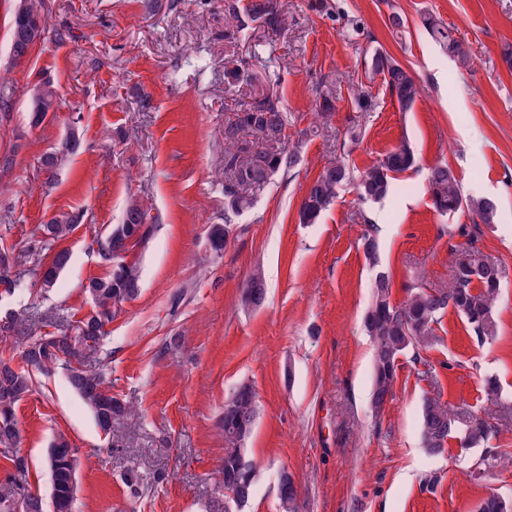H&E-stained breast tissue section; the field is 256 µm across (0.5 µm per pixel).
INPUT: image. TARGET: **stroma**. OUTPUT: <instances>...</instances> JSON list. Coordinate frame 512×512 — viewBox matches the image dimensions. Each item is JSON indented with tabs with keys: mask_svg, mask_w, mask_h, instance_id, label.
Instances as JSON below:
<instances>
[{
	"mask_svg": "<svg viewBox=\"0 0 512 512\" xmlns=\"http://www.w3.org/2000/svg\"><path fill=\"white\" fill-rule=\"evenodd\" d=\"M281 3L286 30L237 42L225 36L233 22L222 0H45L62 37L17 63L18 0H0V76L14 86L10 110L0 112V160H15L0 168V247L25 250L50 218L83 216L62 243L71 258L55 288L35 286L32 259L14 265L22 284L0 289V358L20 365L30 337L72 332L91 312L84 287L109 270L96 241L121 223L130 199L156 219L148 242L126 254L140 270L139 295L113 308L85 358L131 414L102 434L65 370L36 375L16 409L19 443L0 445V483L23 459L27 491L50 501L46 457L61 433L79 450L75 512H224L220 420L246 383L259 414L248 441L257 477L242 512H281L284 472L302 512H477L489 493L512 497V70L501 56L512 45V0H328L323 14L311 0ZM394 12L408 19L399 37L388 26ZM427 14L468 49V66L432 40L420 23ZM376 47L416 72L421 94L411 111L365 70L364 53ZM242 58L248 74L229 86L224 67ZM46 79L57 109L35 126L30 113ZM269 89L289 134L309 135L295 168L256 191L217 253L209 231L224 221V129L239 100ZM322 89L336 105L326 122L315 112ZM360 91L370 101L363 112ZM72 139L76 151L63 152ZM403 141L417 166L394 177L385 199L359 203L349 184L318 223H300L301 199L324 166L341 157L357 176ZM54 151L61 161L51 177L40 160ZM439 162L455 171L464 197L497 201L494 223L466 210L437 214L427 174ZM368 232L378 242L375 266L364 255ZM470 241L499 268L495 333L477 337L445 311L433 344L400 356L394 399L372 416L363 317L377 271L390 273L396 302L413 287L441 289ZM257 269L267 296L247 310L242 288ZM488 376L501 385L498 398L484 391ZM427 397L461 420H487L488 440L429 453L420 434Z\"/></svg>",
	"mask_w": 512,
	"mask_h": 512,
	"instance_id": "1",
	"label": "stroma"
}]
</instances>
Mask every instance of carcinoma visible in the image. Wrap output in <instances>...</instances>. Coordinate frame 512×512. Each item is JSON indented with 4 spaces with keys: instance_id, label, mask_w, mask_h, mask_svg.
<instances>
[{
    "instance_id": "cac0c4a2",
    "label": "carcinoma",
    "mask_w": 512,
    "mask_h": 512,
    "mask_svg": "<svg viewBox=\"0 0 512 512\" xmlns=\"http://www.w3.org/2000/svg\"><path fill=\"white\" fill-rule=\"evenodd\" d=\"M23 12L14 15L11 26V53L14 59L21 58L18 37L22 36L29 21L39 27L41 39L49 33L46 18L42 13L43 0H21ZM224 11L235 22L228 35L247 37L253 28L262 27L272 32H281L287 26V16L279 0H248L239 8L236 0H224ZM423 26L439 45L467 64L469 55L463 44L454 38L442 24L432 17H425ZM364 66L374 74L383 75L386 86L399 109L410 111L421 88L416 73L402 66L386 51L376 48L364 58ZM56 91L50 84L44 85L40 96L35 98L32 122L44 120L54 107ZM288 113L284 112L280 98L275 93L254 95L240 103L236 122L224 130V223L215 224L210 231L212 248L219 252L227 242L233 217L253 205L252 192L267 183L280 170L292 169L298 160V147L288 142ZM248 131L260 138L255 145L242 140L240 133ZM416 157L410 146L403 142L388 151L360 177L356 189L362 201H380L391 188V179L413 168ZM348 166L338 160L325 166L311 183L299 207L302 224L315 223L334 202L337 191L349 181ZM429 190L435 209L441 214H454L470 208L485 224H491L497 214V202L491 198L467 201L461 194L459 180L446 164L429 168ZM78 227L77 218L69 215L53 217L41 225L40 250L52 251L54 244L67 238ZM152 233L149 212L140 200L130 201L125 209L122 223L115 224L97 241L101 257L111 263L109 272L89 281L85 288L94 309L78 322L72 334H46L40 336L23 350L24 367L0 360V445L13 446L20 432L16 419L19 402L33 391L31 373L47 372L55 367L66 371L71 389L90 409L99 429L107 433L112 421L129 413V409L112 396L106 376L86 368L82 363L72 365L76 357V336L81 335L91 345L99 343L104 336V327L112 318V307L137 297L140 274L136 264L125 260L129 246L146 242ZM70 259L67 249L53 251L52 258L35 262L34 272L40 288L55 287L61 272ZM392 279L386 272L377 274L373 283L372 303L364 317L365 329L374 347L373 381L370 406L378 415L391 399L397 378L399 357L409 349L428 347L434 338V324L438 316L452 309L462 317L477 336L494 333L492 310L499 295L498 267L479 251L468 249L455 263L449 287L430 289L415 287L405 301L395 304L391 299ZM265 300V286L261 270H255L244 289V304L257 308ZM257 419L256 392L252 386L238 387L224 403L222 431L224 433V463L221 480L224 490L238 489L243 501L252 495L256 476V465L249 454L247 443ZM421 432L427 449L432 453L445 451L448 442L457 440L464 448H474L484 443L491 432L489 423L475 417L463 423L436 398H428L422 405ZM76 459L64 453L51 468L54 512L58 503L69 495L70 476ZM284 488L279 493L283 512H299L298 490L288 473L281 475ZM44 512L42 499L28 493L15 499L14 495L0 492V512ZM479 512H512V502L500 501L496 495L486 497L479 505Z\"/></svg>"
}]
</instances>
